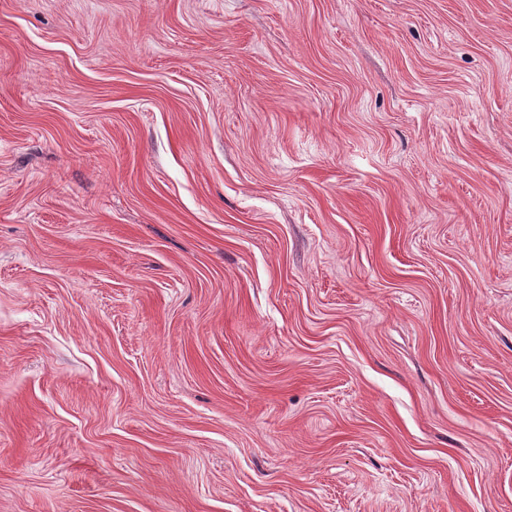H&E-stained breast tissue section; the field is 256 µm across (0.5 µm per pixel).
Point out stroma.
I'll return each mask as SVG.
<instances>
[{"label": "stroma", "mask_w": 512, "mask_h": 512, "mask_svg": "<svg viewBox=\"0 0 512 512\" xmlns=\"http://www.w3.org/2000/svg\"><path fill=\"white\" fill-rule=\"evenodd\" d=\"M0 512H512V0H0Z\"/></svg>", "instance_id": "obj_1"}]
</instances>
